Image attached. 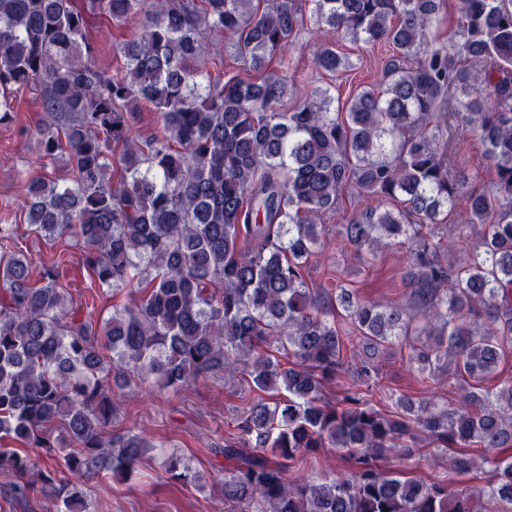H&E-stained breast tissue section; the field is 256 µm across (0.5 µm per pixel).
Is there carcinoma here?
<instances>
[{
    "mask_svg": "<svg viewBox=\"0 0 512 512\" xmlns=\"http://www.w3.org/2000/svg\"><path fill=\"white\" fill-rule=\"evenodd\" d=\"M309 2L316 68L348 67L334 33L385 42L394 56L379 86L338 104L288 79L292 0H0V122L18 95L35 94L41 169L64 157L73 173L60 186L18 172L26 221L45 238H73L100 290H128V303L94 320L59 286V262H41L35 287L29 255H0V440L21 444L0 448V470L15 476L14 500L39 493L58 512H89L80 479L125 481L154 447L192 484L189 459L110 430L118 389L176 392L239 373L236 432L213 449L234 512H512V378L485 385L512 346V0H462L441 48L428 35L442 0ZM93 16L133 25L112 42L125 59L112 73L88 36ZM219 34L256 77L199 67ZM273 57L279 70L268 71ZM145 104L156 114L149 134L135 122ZM450 113L482 144L491 188L478 186L480 170H458ZM346 189L377 205L352 211L341 243L402 250L413 306L309 287L320 220ZM461 196L466 215L450 224ZM16 230L1 212L0 246ZM459 248L463 262L439 258ZM422 330L426 344L412 340ZM403 343L423 380L464 372V405L404 393L390 413L371 404L376 354ZM418 438L456 453L461 470L490 465L492 481L474 495L387 471L390 454L417 460ZM326 448L348 467L328 481L293 473Z\"/></svg>",
    "mask_w": 512,
    "mask_h": 512,
    "instance_id": "carcinoma-1",
    "label": "carcinoma"
}]
</instances>
